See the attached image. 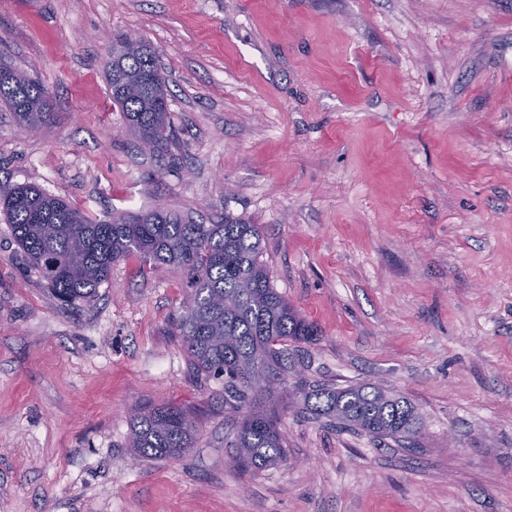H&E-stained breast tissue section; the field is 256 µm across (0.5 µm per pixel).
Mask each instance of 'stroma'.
Masks as SVG:
<instances>
[{"label": "stroma", "mask_w": 512, "mask_h": 512, "mask_svg": "<svg viewBox=\"0 0 512 512\" xmlns=\"http://www.w3.org/2000/svg\"><path fill=\"white\" fill-rule=\"evenodd\" d=\"M129 33L167 79L156 154L108 85ZM1 63L52 116L0 107V191L260 225L319 330L302 376L402 393L425 439L289 411L286 462L240 474L173 332L183 274L129 259L64 306L0 220V512H512V0H0ZM142 404L189 411L193 452L131 461Z\"/></svg>", "instance_id": "stroma-1"}]
</instances>
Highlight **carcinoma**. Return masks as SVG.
I'll list each match as a JSON object with an SVG mask.
<instances>
[{"mask_svg": "<svg viewBox=\"0 0 512 512\" xmlns=\"http://www.w3.org/2000/svg\"><path fill=\"white\" fill-rule=\"evenodd\" d=\"M112 101L128 129L155 150L170 128L166 78L146 46L112 41L107 66ZM0 105L21 128L47 122L48 91L24 73L0 67ZM0 213L12 236L65 305L93 300L111 281L113 267L135 258L167 265L186 276V301L173 328L192 371L224 384V410L237 415L232 455L237 469L255 475L287 459L276 411L303 397L298 414L326 419L342 431L418 448L423 435L417 407L374 384L336 389L312 386L297 368L296 343L311 344L318 331L271 285L257 224L224 218L196 224L155 208L93 221L36 186L0 193ZM128 447L136 459L177 460L195 447L197 423L184 409L141 405L129 415Z\"/></svg>", "mask_w": 512, "mask_h": 512, "instance_id": "1", "label": "carcinoma"}]
</instances>
